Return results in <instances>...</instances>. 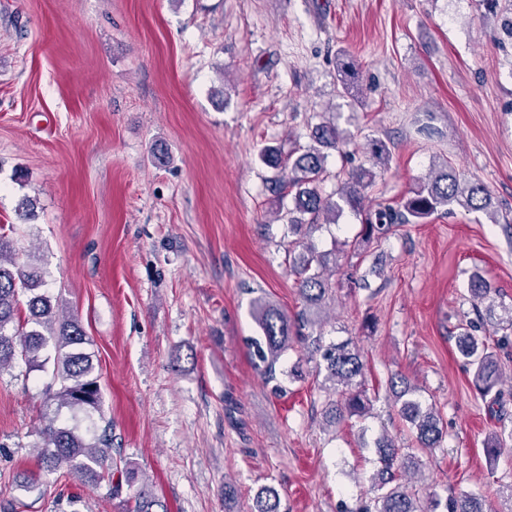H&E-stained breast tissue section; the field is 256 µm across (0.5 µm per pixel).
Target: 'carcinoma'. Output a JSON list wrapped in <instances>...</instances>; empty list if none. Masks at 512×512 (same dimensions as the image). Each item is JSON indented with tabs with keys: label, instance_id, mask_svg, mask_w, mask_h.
Wrapping results in <instances>:
<instances>
[{
	"label": "carcinoma",
	"instance_id": "cac0c4a2",
	"mask_svg": "<svg viewBox=\"0 0 512 512\" xmlns=\"http://www.w3.org/2000/svg\"><path fill=\"white\" fill-rule=\"evenodd\" d=\"M336 73L345 90L359 86L360 64L349 54H337ZM310 140L303 152L288 162V172H282L272 182L273 192L279 195L286 188L296 189L294 208L288 211L289 228L296 235L289 244V252L297 253L291 271L298 277L302 307L290 317L262 297L252 300V318L260 331L259 336L250 339L253 364L264 380L275 382L274 389L281 392L284 387L277 383V371L288 351L298 345L312 355H320L316 368L326 371L321 385L326 393V418L335 424L360 422L373 408V400L365 389V365L360 350L352 342L325 345L318 333L321 313L334 299L336 282L325 272L324 254L306 241L308 229L322 219L334 224L349 210L364 216L362 242L369 245L396 226L422 224L455 205L468 212L484 213L494 224L497 220L490 188L479 180H460L446 164L432 170L422 185L410 191L398 206H384L374 212L367 209L366 190L374 183L376 170L385 168L391 155L387 144L379 139L368 143L369 166L345 172L336 193L325 195L320 188L327 159L325 150L343 152L350 135L333 123H320L313 128ZM260 160L273 169H283L278 147L264 148ZM18 233L19 229L11 224L8 232L0 234V372L17 361L31 368L52 363L51 381L43 389L44 400L58 411L67 409L71 420H62L57 415L46 417L39 456L47 471L65 466L93 484L104 479L106 470L115 468L117 477L109 481V494L118 498L123 488L130 489L139 483L138 470L121 457V449L114 447L112 422L105 419L102 411L101 386L79 318L45 289L38 258L31 254L21 257L14 242ZM468 293L477 322L459 333L457 351L472 370L475 389L488 410L501 417L505 400L500 351L512 336V305L496 301L497 289L479 273L471 276ZM492 316L496 317L494 332H503L493 345L476 335L478 325ZM387 387L416 447L404 452L387 434L376 439L380 467L372 478L370 494L360 498L355 512H435L439 506L436 492L423 498L402 480L422 466L418 452L444 447L442 416L434 405L420 400L417 388L401 374H390ZM81 412L98 413L100 423L81 431ZM508 439L512 441V426L503 427L492 436L486 446L487 455L497 456ZM256 503V512H280V499L271 489L259 493ZM445 509L487 512L482 496L463 490L450 492ZM131 512H168V505L142 486L136 491Z\"/></svg>",
	"mask_w": 512,
	"mask_h": 512
}]
</instances>
